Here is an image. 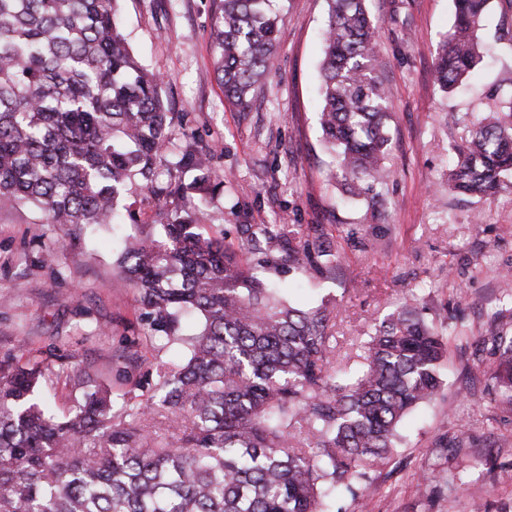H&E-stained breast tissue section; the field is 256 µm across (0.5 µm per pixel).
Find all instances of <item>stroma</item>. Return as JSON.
Instances as JSON below:
<instances>
[{
  "mask_svg": "<svg viewBox=\"0 0 512 512\" xmlns=\"http://www.w3.org/2000/svg\"><path fill=\"white\" fill-rule=\"evenodd\" d=\"M278 64L246 109L228 104L213 66V0H121L123 33L149 71L167 80L173 142L197 137L214 154L224 189L204 219L209 233L237 240L240 224H288L299 237L322 227L342 258L336 273L310 278L280 252L261 275L291 302L335 304V368L355 371L375 319L417 296L448 341L443 384L402 423L391 460L372 471L374 496L343 512H512V404L495 392L494 336H512V187L487 199L448 191L454 147L482 120L489 94L512 93V0H492L481 63L453 91L434 80L436 50L453 24L452 0H368L379 25L393 118L385 185L351 199L319 123L326 0H278ZM131 224L90 228L65 239L28 207L0 209V359L38 349L54 370L89 368L117 402L141 395L159 360L177 365L181 347L141 346L143 363L122 353L141 308L122 284L117 253Z\"/></svg>",
  "mask_w": 512,
  "mask_h": 512,
  "instance_id": "1",
  "label": "stroma"
}]
</instances>
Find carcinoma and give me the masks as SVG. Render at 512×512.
<instances>
[{"label":"carcinoma","mask_w":512,"mask_h":512,"mask_svg":"<svg viewBox=\"0 0 512 512\" xmlns=\"http://www.w3.org/2000/svg\"><path fill=\"white\" fill-rule=\"evenodd\" d=\"M271 0H218L211 26L224 97L245 108L277 61ZM490 0H454L434 78L448 90L479 63ZM366 0H328L320 123L335 178L353 197L387 177L391 103ZM166 79L133 56L118 0H0V208L29 205L75 238L114 223L136 187L157 220L117 260L137 292L138 342L185 351L156 368L154 394L112 411L86 369L59 416L39 397L51 369L33 351L0 360V512H333L329 500L371 488L403 419L442 385L448 343L414 298L376 322L350 375L333 367V310L292 303L250 258L275 250L323 275L340 262L323 234L285 238L276 224L239 225L237 244L201 219L224 181L206 146L170 148ZM448 189L487 198L512 183V97L462 144ZM166 167L167 179H158ZM199 324L190 334L188 315ZM492 377L512 403V336L494 337Z\"/></svg>","instance_id":"cac0c4a2"}]
</instances>
